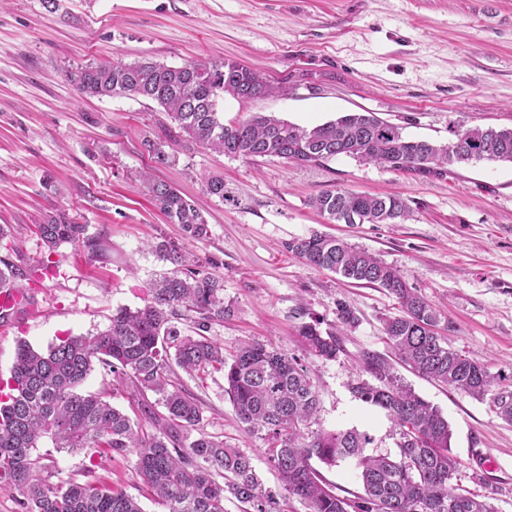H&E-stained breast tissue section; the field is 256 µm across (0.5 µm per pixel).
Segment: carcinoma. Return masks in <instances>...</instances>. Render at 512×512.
<instances>
[{"label":"carcinoma","mask_w":512,"mask_h":512,"mask_svg":"<svg viewBox=\"0 0 512 512\" xmlns=\"http://www.w3.org/2000/svg\"><path fill=\"white\" fill-rule=\"evenodd\" d=\"M71 78L88 96L157 103L189 139L228 158L276 156L313 164L345 155L422 177L461 163H512L509 128H460L452 145L437 146L407 138L402 128L373 112H349L310 129L262 112L226 123L219 109L224 95L255 100L286 92L234 61L168 66L112 60L87 64ZM142 184L169 222L181 225L186 239L208 236L206 220L175 186L146 175ZM204 188L221 201L230 199L222 175L204 178ZM311 206L346 224L357 215L372 217L374 224H395L411 213L398 195L373 197L345 189L322 192ZM36 228L51 251L63 243H81L92 253L97 249L96 240L85 236L86 225L61 210L45 215ZM150 247L172 269L152 283L143 307L121 308L106 329L60 338L45 351L19 344L11 393L0 404V485L22 490L28 512H143L136 498L97 481L47 483L34 456L45 438L92 460L112 452L135 455L144 487L165 512H224L228 498L249 506V512H281L278 495L262 486L249 454L197 430L202 409L190 393L170 383L176 367L197 380L223 375L225 394L240 422L266 444L283 492L305 501L310 512H496L490 501L460 491L447 417L416 394L385 356L363 351L360 363L369 378L349 385L356 399L382 409L393 423L395 453L372 455L365 453L373 442L365 432L313 428L319 396L301 358L250 343L226 360L224 345L207 336L211 322L234 315L232 305L224 303L223 280L207 270L209 262L172 241ZM285 248L307 264L392 294L400 313L383 318V332L395 354L451 390L489 399L498 416L512 423V383L504 384L433 333L441 314L398 270L332 236L292 238ZM184 309L196 313L189 334L178 327ZM336 319L324 331L316 320L300 326L310 355L333 361L344 352L341 329L355 326L358 317L338 301ZM97 364L139 392L159 395L164 413L154 415L144 407L154 431L101 397L78 392ZM195 430L198 436L190 437ZM314 458L330 466L352 462L362 490L337 493L312 465Z\"/></svg>","instance_id":"cac0c4a2"}]
</instances>
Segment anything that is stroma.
<instances>
[{
	"label": "stroma",
	"instance_id": "35a3bbf8",
	"mask_svg": "<svg viewBox=\"0 0 512 512\" xmlns=\"http://www.w3.org/2000/svg\"><path fill=\"white\" fill-rule=\"evenodd\" d=\"M122 59L170 66L236 61L291 87L283 97H225V120L264 112L302 127L346 112H373L413 140L448 144L457 128H512V0H0V259L34 301L31 316L0 321V382L10 379L19 342L46 350L56 338L104 329L118 308L144 306L167 265L149 244L163 237L210 260L235 313L209 334L232 354L243 342L306 355L299 327L336 321L337 301L358 325L336 360L308 359L326 430L372 436L369 453L395 450L384 412L348 385L364 350L389 354L384 317L397 302L382 289L351 284L289 254L293 238L329 234L397 269L441 314L449 344L512 378V164H461L420 177L338 156L318 164L278 157L228 158L181 136L156 103L87 97L69 74ZM161 143L165 160L145 140ZM177 187L205 217L209 234L186 241L141 185L143 174ZM219 174L231 194H207ZM344 188L400 194L411 215L400 224H339L310 204ZM86 225L99 244L90 257L64 243L48 251L36 226L52 209ZM52 271H44L45 263ZM395 371L437 405L467 489L512 512V424L488 401L455 392L403 363ZM173 379L203 409L201 428L247 451L265 488L280 492L265 445L250 436L224 393L223 376ZM141 418L132 385L95 368L81 385ZM53 484L97 481L163 512L146 493L135 458L91 464L81 452L44 441L35 450ZM484 476L474 482L472 473Z\"/></svg>",
	"mask_w": 512,
	"mask_h": 512
}]
</instances>
